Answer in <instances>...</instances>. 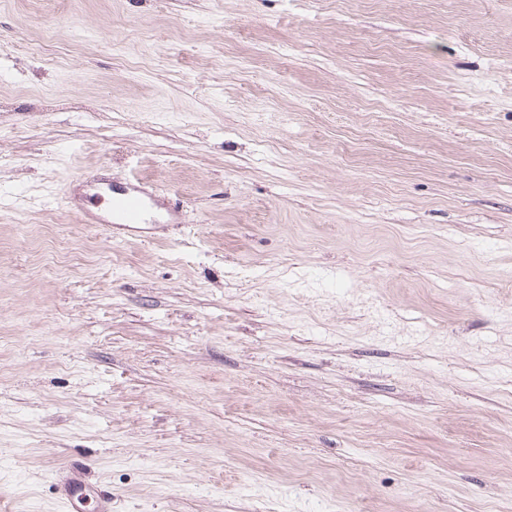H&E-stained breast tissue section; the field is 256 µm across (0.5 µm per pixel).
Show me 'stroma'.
I'll return each mask as SVG.
<instances>
[{
	"label": "stroma",
	"instance_id": "obj_1",
	"mask_svg": "<svg viewBox=\"0 0 512 512\" xmlns=\"http://www.w3.org/2000/svg\"><path fill=\"white\" fill-rule=\"evenodd\" d=\"M137 175L182 223L66 207ZM512 502V0H0V512ZM56 473L57 501L62 512H87L89 502L98 512H112V494L88 484L80 469L66 467Z\"/></svg>",
	"mask_w": 512,
	"mask_h": 512
}]
</instances>
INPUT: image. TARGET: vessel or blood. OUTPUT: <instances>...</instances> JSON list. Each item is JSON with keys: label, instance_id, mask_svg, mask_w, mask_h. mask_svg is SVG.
<instances>
[{"label": "vessel or blood", "instance_id": "b4317fda", "mask_svg": "<svg viewBox=\"0 0 512 512\" xmlns=\"http://www.w3.org/2000/svg\"><path fill=\"white\" fill-rule=\"evenodd\" d=\"M80 199L87 204L82 219L103 225L112 235L139 237L144 225L180 220L177 208L161 202L143 180L132 177L120 185L106 178L82 182ZM55 486L61 512H112L111 494L88 484L78 468L59 469Z\"/></svg>", "mask_w": 512, "mask_h": 512}]
</instances>
